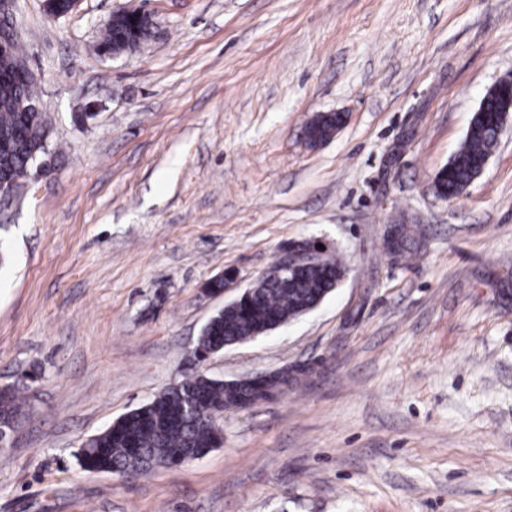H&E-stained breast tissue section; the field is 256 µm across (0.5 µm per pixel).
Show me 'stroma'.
<instances>
[{"label": "stroma", "instance_id": "obj_1", "mask_svg": "<svg viewBox=\"0 0 512 512\" xmlns=\"http://www.w3.org/2000/svg\"><path fill=\"white\" fill-rule=\"evenodd\" d=\"M123 8L156 36L101 56ZM14 24L53 158L0 201V388L39 375L0 512H512V121L461 196L434 188L512 74V0H79L56 21L18 0ZM393 224L412 256L388 253ZM301 241L343 282L200 370L306 372L226 412L199 459L84 471L82 444L178 382L209 318ZM340 118L336 113L316 116L307 127L308 139L311 144L325 142L335 134Z\"/></svg>", "mask_w": 512, "mask_h": 512}]
</instances>
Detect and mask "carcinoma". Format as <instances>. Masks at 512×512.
<instances>
[{
    "mask_svg": "<svg viewBox=\"0 0 512 512\" xmlns=\"http://www.w3.org/2000/svg\"><path fill=\"white\" fill-rule=\"evenodd\" d=\"M153 30L128 14L105 27L99 48L121 52L140 45ZM35 98L32 83L0 91V174L12 183L28 173L31 156L42 152L47 137V122L42 112H21L19 102ZM502 102L495 96L485 101L474 114L463 142L449 158L448 167L436 177L437 194L457 198L482 169L496 146V126ZM340 118L335 113L316 116L307 127L310 143L325 142L335 134ZM391 242L398 254L415 252L407 228L395 225ZM345 270L341 259L323 255L319 263L296 274L281 275L273 268L258 285L251 301L214 314L203 327L196 346L200 355L224 349L258 335L266 325H282L306 313L327 296L334 280ZM248 390L222 380L207 377L199 370L185 373L183 380L161 392L152 402L141 406L88 440L80 449L79 463L88 472H116L121 476L145 475L158 466H169L178 453L191 459L220 444V429L204 418L188 412L190 404L201 409L229 411L239 405ZM16 387L0 391V418L11 421L22 407Z\"/></svg>",
    "mask_w": 512,
    "mask_h": 512,
    "instance_id": "cac0c4a2",
    "label": "carcinoma"
}]
</instances>
